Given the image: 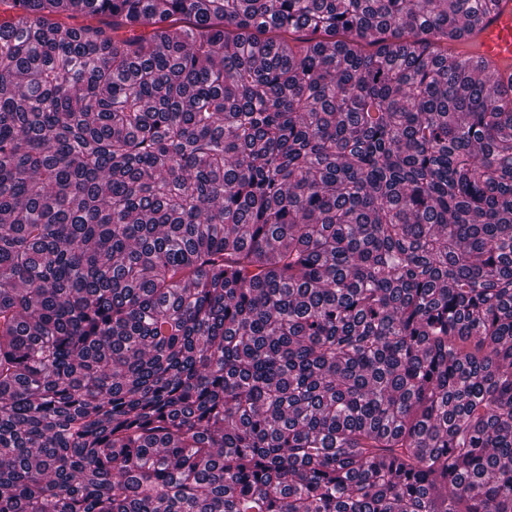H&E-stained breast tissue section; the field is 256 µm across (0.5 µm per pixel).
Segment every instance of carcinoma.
<instances>
[{
	"label": "carcinoma",
	"mask_w": 512,
	"mask_h": 512,
	"mask_svg": "<svg viewBox=\"0 0 512 512\" xmlns=\"http://www.w3.org/2000/svg\"><path fill=\"white\" fill-rule=\"evenodd\" d=\"M501 3L0 0V512H512ZM463 42L477 43L482 54L503 64L512 61V3H502L501 11L484 17L466 33Z\"/></svg>",
	"instance_id": "1"
}]
</instances>
